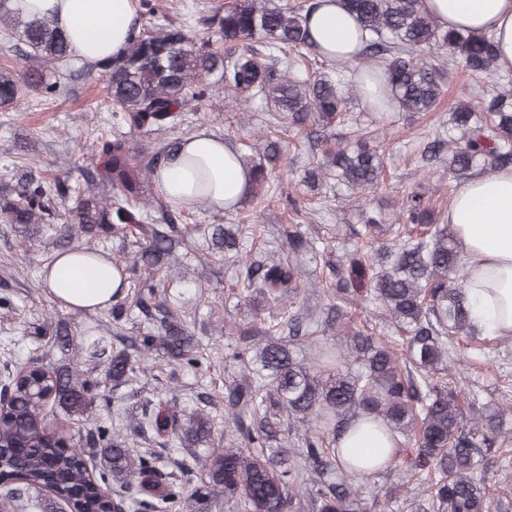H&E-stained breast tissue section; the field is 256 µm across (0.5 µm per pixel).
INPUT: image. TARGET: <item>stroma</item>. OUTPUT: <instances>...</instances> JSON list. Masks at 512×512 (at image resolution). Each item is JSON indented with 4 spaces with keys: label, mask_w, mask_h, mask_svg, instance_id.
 <instances>
[{
    "label": "stroma",
    "mask_w": 512,
    "mask_h": 512,
    "mask_svg": "<svg viewBox=\"0 0 512 512\" xmlns=\"http://www.w3.org/2000/svg\"><path fill=\"white\" fill-rule=\"evenodd\" d=\"M219 2L151 0L152 24L161 27L172 21L184 23L191 36L201 39L207 31L196 18ZM51 70L72 76L75 91L57 98L33 93L13 109L0 110V179L9 177L14 167L34 163L49 178L70 170L73 187L81 191L85 184L80 170L92 162L93 127L98 124L107 129L112 125L108 94L104 81L88 73L78 59L53 64ZM446 84L443 98L426 116L409 121L404 113H393L383 137L381 183L370 192L350 191L330 179L319 194L308 195L301 175L322 155L309 146L305 132L280 126L279 136L288 145V162L276 169L258 199L240 206L241 214L257 215L261 226V235L253 242L254 251L289 256L282 228L301 224L310 237L327 243L324 259L342 264L356 241L353 230L360 225L361 209L382 214L386 223H396L398 201L419 185L425 187L431 205L447 209L460 181L450 177L444 162L427 174L415 167L417 138L447 134L450 114L460 104L478 102L494 90L512 92V72L497 70L477 80L461 67L452 66ZM186 120L191 132L208 130L228 147L248 155L256 154L267 131L266 115L258 102H243L220 84L210 86L203 105L190 106ZM283 189L303 197L301 213L284 208L279 197ZM183 221L193 230L154 281L173 297L188 298L202 292L201 304L188 306L186 320L197 334L201 360L210 369L196 373L167 364L157 353L149 352L143 357L145 370L139 379L117 390L105 380L104 361L93 359L92 353L97 349L118 350V335L143 336L149 334V326L132 312L122 327H115L108 307L69 311L44 283L43 272L57 254L52 238H34L27 226L0 223V366L14 370L33 360L50 367L65 366L79 378L99 382L100 393L111 398L110 404H98L80 419L53 422V429L76 437L100 424H132L148 400L175 402L178 410L187 414L193 409L194 393L203 390L213 400L209 408L215 424L211 445L230 447V438L224 433V350L232 341L235 326L250 322L253 312L230 289L232 262L209 248L195 227L232 224L236 216L197 208L185 211ZM60 321L68 323L74 332L72 347L62 349L52 342L51 328ZM453 371L465 382L468 402L505 409V417L512 423V337L489 335L480 343L462 348ZM358 491L365 501L375 502V512H411L418 494L413 485L395 475L359 483Z\"/></svg>",
    "instance_id": "obj_1"
}]
</instances>
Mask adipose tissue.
Instances as JSON below:
<instances>
[{"label":"adipose tissue","mask_w":512,"mask_h":512,"mask_svg":"<svg viewBox=\"0 0 512 512\" xmlns=\"http://www.w3.org/2000/svg\"><path fill=\"white\" fill-rule=\"evenodd\" d=\"M443 27L495 36L496 66L512 71V0H423ZM27 15L53 18L68 36L74 57L99 64L119 58L139 19L135 0H12ZM308 23L313 39L347 59L358 39L355 20L340 0H318ZM156 191L171 205L222 209L225 197H243L249 183L235 151L200 130L181 141L175 158L157 170ZM469 271L465 283L475 323L499 336L512 335V170L462 183L448 208ZM48 288L74 311L112 302V272L66 253L54 262Z\"/></svg>","instance_id":"adipose-tissue-1"}]
</instances>
